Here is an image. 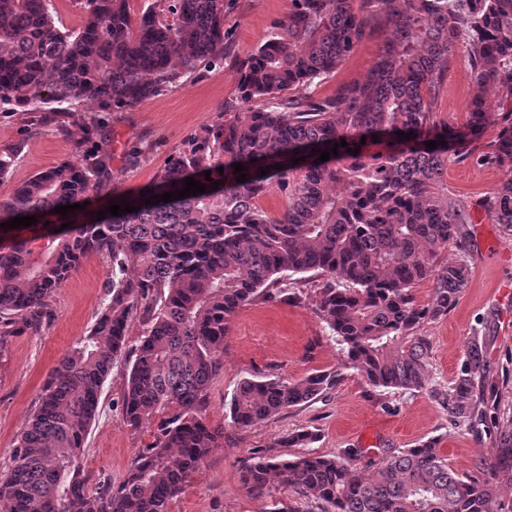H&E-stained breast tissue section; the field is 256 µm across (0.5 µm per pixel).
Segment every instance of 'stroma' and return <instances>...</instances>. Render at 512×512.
Masks as SVG:
<instances>
[{"label": "stroma", "instance_id": "35a3bbf8", "mask_svg": "<svg viewBox=\"0 0 512 512\" xmlns=\"http://www.w3.org/2000/svg\"><path fill=\"white\" fill-rule=\"evenodd\" d=\"M288 7L289 0H234L224 17L232 39L223 69L183 75L168 91L136 107L112 111L85 102L63 130L40 124L33 112H0V150L23 146L10 175L0 181V202L33 175L81 159L93 149L99 142L91 126L96 119L111 132V175L90 194L87 209L78 213L79 221L106 211L115 195H134L151 187L158 172L189 151L204 129L224 121V109L236 93L235 60L246 58ZM376 51V42H364L332 77L318 84L316 95H333L338 86L364 78ZM476 91L466 59L456 56L437 97L438 120L452 128L466 126L468 104ZM499 129L497 121H489L474 144L473 156L448 163V191L468 206L473 221L460 226L437 262H467L470 278L448 314L420 328L432 344L429 375L435 384L450 383L473 335L487 339L489 373H497L512 355V299L498 296L501 270L488 256L492 250L512 255V232L492 223L480 207L485 196L512 176V168L478 160L493 151ZM109 276L107 262L97 254L86 255L50 299L41 327L19 328L0 347V469L9 464L48 374L93 325ZM320 285V279L313 277L299 281L300 301L258 300L232 318L224 341V373L211 389L208 418L227 424L231 396L245 378L273 375L294 381L316 368L338 369L340 384L324 398L258 422L236 444L212 449L171 512H267L268 500L250 495L240 483V468L253 449L272 447L293 431L317 433L311 449L318 454L341 448H366L376 454L383 448H411L438 436L449 467L463 474L489 458V439L452 428L428 391L381 396L345 369L339 346L314 312ZM125 375V363H117L103 387L101 412L81 457L84 472L109 475L116 484L148 439L146 431L133 430L124 421Z\"/></svg>", "mask_w": 512, "mask_h": 512}]
</instances>
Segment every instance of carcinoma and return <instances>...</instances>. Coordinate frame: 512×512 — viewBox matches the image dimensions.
I'll use <instances>...</instances> for the list:
<instances>
[{"label":"carcinoma","mask_w":512,"mask_h":512,"mask_svg":"<svg viewBox=\"0 0 512 512\" xmlns=\"http://www.w3.org/2000/svg\"><path fill=\"white\" fill-rule=\"evenodd\" d=\"M290 2L288 14L236 65L228 111L243 116L208 129L158 173L147 196L112 199L135 211L48 235L39 259L38 236L14 234L0 247L1 347L17 325H40L49 299L86 254L99 253L112 267L95 323L48 376L0 473V512H169L211 449L330 393L337 370L315 369L294 382L244 379L227 427L207 417L212 386L224 373L230 320L257 299L299 300L279 284L308 274L325 279L315 313L349 367L384 391L430 389L452 427L492 442L491 462L477 476L459 474L438 437L373 457L364 448L316 455L305 451L314 434L301 431L277 446L304 452L288 458L254 450L241 484L269 499L268 512H312L280 497L282 488L317 512H504L497 486L499 476L512 478V404L505 405L512 369L488 379L486 337L476 334L455 378L441 388L430 382L431 343L419 330L448 314L470 274L464 263L435 266L459 225L472 223L448 196V158L469 156L495 112L500 130L486 159L512 166V0ZM72 4L85 14L77 30L55 19L53 0H0L1 111L23 107L60 123L82 101L134 107L182 73L224 68V16L233 0H154L136 22L128 0ZM377 38L363 79L315 96L352 52ZM459 51L477 86L464 131L440 123L435 109ZM488 86L498 91L493 103L483 95ZM400 132L410 139H399ZM343 139L338 155L318 162ZM430 140L439 145L427 148ZM20 151L18 144L0 152V180ZM109 161L88 153L18 185L0 203V238L9 231L2 223L16 216L44 224L55 207L83 203ZM236 163L243 164L242 183ZM189 177L206 191L145 204L180 192ZM272 189L286 201L277 218L258 206ZM483 208L512 231V176ZM427 279L432 298L421 304L414 288ZM136 322L142 334L122 410L128 425L152 427L151 441L136 451L122 482L114 486L102 475L91 488L80 457L103 385Z\"/></svg>","instance_id":"1"}]
</instances>
